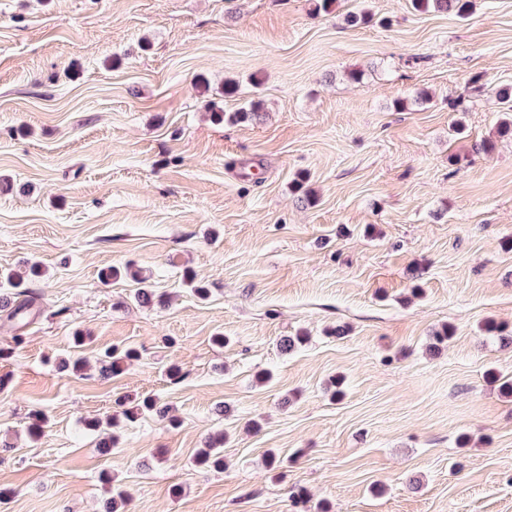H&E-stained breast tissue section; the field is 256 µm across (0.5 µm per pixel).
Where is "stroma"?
I'll use <instances>...</instances> for the list:
<instances>
[{
  "mask_svg": "<svg viewBox=\"0 0 512 512\" xmlns=\"http://www.w3.org/2000/svg\"><path fill=\"white\" fill-rule=\"evenodd\" d=\"M363 6L371 21L347 24ZM313 7L0 0V269L42 272L30 324L0 310V346L25 336L0 360V512H103L116 488L126 512H512V395L486 377H512V138L495 129L512 0L464 19L411 0ZM256 96L245 123L207 107ZM112 266L170 305L102 284ZM130 347L102 376L97 357ZM77 356L89 367L59 372ZM148 395L176 424L86 429ZM220 431L216 471L196 454Z\"/></svg>",
  "mask_w": 512,
  "mask_h": 512,
  "instance_id": "1",
  "label": "stroma"
}]
</instances>
